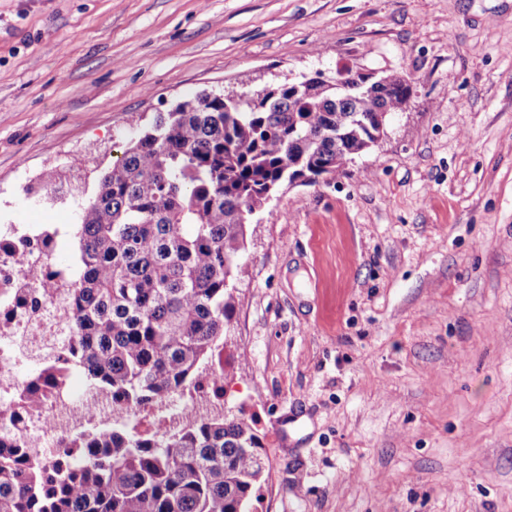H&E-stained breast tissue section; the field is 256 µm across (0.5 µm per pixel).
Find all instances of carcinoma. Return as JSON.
Masks as SVG:
<instances>
[{"label": "carcinoma", "instance_id": "carcinoma-1", "mask_svg": "<svg viewBox=\"0 0 512 512\" xmlns=\"http://www.w3.org/2000/svg\"><path fill=\"white\" fill-rule=\"evenodd\" d=\"M388 74L345 92L316 81L204 94L161 112L81 205L64 352L88 386L112 392V430L47 459L0 449V512H249L269 470L243 413L170 430L120 414L199 383L234 317L246 227L284 184L328 183L403 110Z\"/></svg>", "mask_w": 512, "mask_h": 512}]
</instances>
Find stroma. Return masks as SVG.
Masks as SVG:
<instances>
[{
	"mask_svg": "<svg viewBox=\"0 0 512 512\" xmlns=\"http://www.w3.org/2000/svg\"><path fill=\"white\" fill-rule=\"evenodd\" d=\"M323 71L412 95L335 180L247 226L224 405L257 512H512V0H0V209L204 93Z\"/></svg>",
	"mask_w": 512,
	"mask_h": 512,
	"instance_id": "stroma-1",
	"label": "stroma"
}]
</instances>
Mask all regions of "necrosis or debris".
Segmentation results:
<instances>
[{"label": "necrosis or debris", "mask_w": 512, "mask_h": 512, "mask_svg": "<svg viewBox=\"0 0 512 512\" xmlns=\"http://www.w3.org/2000/svg\"><path fill=\"white\" fill-rule=\"evenodd\" d=\"M54 263V253L43 249L34 230L21 224H0V420L15 426L17 440L35 455L65 447L76 430L112 426L111 398L79 389L71 374L43 388L38 405H29L18 394V370L33 358L61 354L73 336L63 317L70 284L66 274L55 278L52 298H37L23 309L16 306L14 291L28 287L30 268ZM222 385L223 370L213 367L207 384L187 389L174 405L160 412L140 408L133 415L146 419L159 412L166 426H179L187 416L221 411V402L210 392Z\"/></svg>", "instance_id": "4bbe7bcc"}]
</instances>
